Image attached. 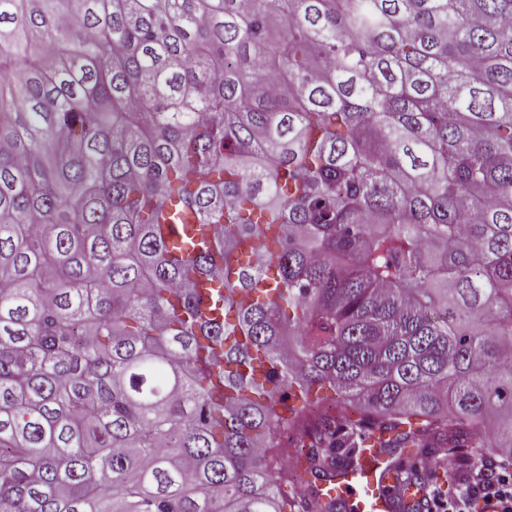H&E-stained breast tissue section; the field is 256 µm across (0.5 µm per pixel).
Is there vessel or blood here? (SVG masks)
Listing matches in <instances>:
<instances>
[{
  "label": "vessel or blood",
  "mask_w": 512,
  "mask_h": 512,
  "mask_svg": "<svg viewBox=\"0 0 512 512\" xmlns=\"http://www.w3.org/2000/svg\"><path fill=\"white\" fill-rule=\"evenodd\" d=\"M423 489L418 485L400 484L393 474L384 472L379 462L368 459L361 469L347 472L322 484L317 500L341 497L351 512H394L398 501H420Z\"/></svg>",
  "instance_id": "vessel-or-blood-1"
}]
</instances>
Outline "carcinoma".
I'll return each instance as SVG.
<instances>
[{"mask_svg":"<svg viewBox=\"0 0 512 512\" xmlns=\"http://www.w3.org/2000/svg\"><path fill=\"white\" fill-rule=\"evenodd\" d=\"M487 424L512 0H0V512H307L297 435L312 494Z\"/></svg>","mask_w":512,"mask_h":512,"instance_id":"obj_1","label":"carcinoma"}]
</instances>
